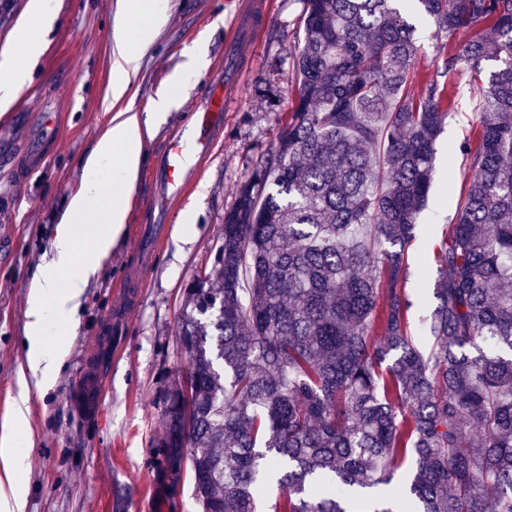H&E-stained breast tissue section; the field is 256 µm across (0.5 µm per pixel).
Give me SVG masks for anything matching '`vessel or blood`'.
Instances as JSON below:
<instances>
[{
	"label": "vessel or blood",
	"mask_w": 512,
	"mask_h": 512,
	"mask_svg": "<svg viewBox=\"0 0 512 512\" xmlns=\"http://www.w3.org/2000/svg\"><path fill=\"white\" fill-rule=\"evenodd\" d=\"M267 18L265 0H248L237 21V37L225 47L224 54L238 55L241 41L249 37ZM238 82L234 73L218 76L200 96L194 108L195 122L175 133L158 151L153 160L150 197L146 217L140 224L135 241V263L128 269L123 286L128 295H135L145 274L153 265L166 230L171 203L187 188L200 163L224 133V97ZM99 361L90 358L77 380L71 401L77 409H92L102 393L98 373Z\"/></svg>",
	"instance_id": "vessel-or-blood-1"
}]
</instances>
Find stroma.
<instances>
[{
    "instance_id": "1",
    "label": "stroma",
    "mask_w": 512,
    "mask_h": 512,
    "mask_svg": "<svg viewBox=\"0 0 512 512\" xmlns=\"http://www.w3.org/2000/svg\"><path fill=\"white\" fill-rule=\"evenodd\" d=\"M58 26L32 81L12 111L0 115V435L26 368V308L29 285L49 250L58 217L80 186L81 163L113 112L133 105L151 111L171 84L187 48H206L204 66L188 78L178 109L146 137L145 159L129 199L118 244L86 289L75 335L66 339V362L53 381L28 378V422L21 439L28 453L26 512H156L162 488L156 481L155 443L165 431L167 387L186 372L188 357L177 340L180 306L195 275L211 270L222 242L224 216L240 184L271 155L295 99L292 57L300 43L302 0H267L268 19L244 46L237 96L224 109V141L187 191L175 200L166 236L128 320L112 332L117 352L104 360L106 392L99 415L70 403L84 360L100 345L103 325L125 305L119 284L135 260L140 205L149 191L152 159L168 136L189 127L198 96L224 60L242 0H170L165 26L153 34L126 100L112 101L111 26L115 0H63ZM430 22H418L423 78L448 76L458 93L437 141L433 190L408 253L411 296L431 294L438 255L456 201L445 185L461 189L468 178L463 157H449L476 131L480 85L469 75H446L444 54L431 38ZM55 118L56 135L42 139L44 118ZM189 225L180 239L181 225Z\"/></svg>"
}]
</instances>
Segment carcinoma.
I'll use <instances>...</instances> for the list:
<instances>
[{"label": "carcinoma", "instance_id": "1", "mask_svg": "<svg viewBox=\"0 0 512 512\" xmlns=\"http://www.w3.org/2000/svg\"><path fill=\"white\" fill-rule=\"evenodd\" d=\"M302 2L288 124L224 215L219 269L185 289L157 470L174 485L189 465L202 512H260L274 482L273 512H349L409 455L406 512H512V0ZM418 15L445 72L499 62L426 352L405 251L455 90L411 93Z\"/></svg>", "mask_w": 512, "mask_h": 512}]
</instances>
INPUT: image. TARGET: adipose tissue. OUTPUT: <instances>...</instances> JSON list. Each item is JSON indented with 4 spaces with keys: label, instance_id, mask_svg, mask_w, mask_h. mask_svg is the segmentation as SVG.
<instances>
[{
    "label": "adipose tissue",
    "instance_id": "adipose-tissue-1",
    "mask_svg": "<svg viewBox=\"0 0 512 512\" xmlns=\"http://www.w3.org/2000/svg\"><path fill=\"white\" fill-rule=\"evenodd\" d=\"M61 0H28L10 38L0 47V112L9 111L50 41ZM168 0H116L112 26L113 100L123 99L140 69L149 38L166 20ZM161 96L152 112L132 109L113 114L105 132L82 161L80 188L55 229L50 251L32 278L26 311V359L31 375L48 380L62 371L65 343L59 330H75L86 288L121 237L127 205L143 160L145 133L160 127L179 103L181 82ZM27 396L16 401L10 437L0 448V471L11 492L0 496V512H24L21 476L28 455L19 437L27 426Z\"/></svg>",
    "mask_w": 512,
    "mask_h": 512
}]
</instances>
